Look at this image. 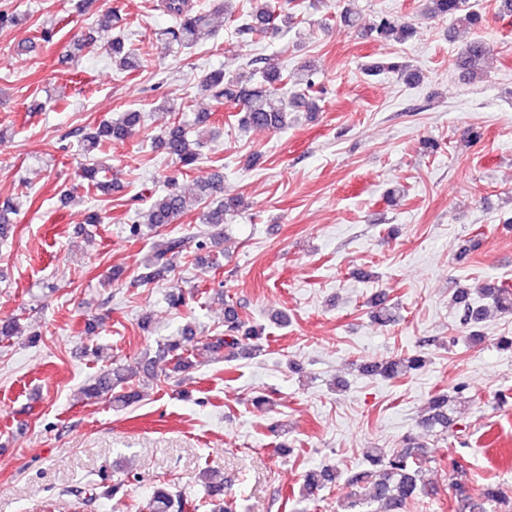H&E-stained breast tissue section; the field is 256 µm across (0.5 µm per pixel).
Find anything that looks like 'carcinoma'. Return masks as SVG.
<instances>
[{
    "label": "carcinoma",
    "instance_id": "carcinoma-1",
    "mask_svg": "<svg viewBox=\"0 0 512 512\" xmlns=\"http://www.w3.org/2000/svg\"><path fill=\"white\" fill-rule=\"evenodd\" d=\"M238 0H219L217 11L224 15V22L233 28L234 34L242 44L253 42L267 35L283 30H293L304 23L301 15V0H287L276 7L273 0H250L251 7L238 9ZM162 6L175 22L161 34V41L167 47L177 46L190 49L212 38L215 30L211 28L210 18L193 10L188 0H163ZM426 15L431 19L451 20L454 25L464 28H477L484 16L469 5V0H426ZM371 32L385 41L405 42L413 36V27L398 18L380 14L376 16ZM112 63L118 71H131L138 67L134 49L127 45L124 37L112 40ZM491 55V47L478 40L469 41L461 53L460 63L473 72L482 69ZM251 73L249 79L229 75L222 70H210L201 80L200 87L218 104L230 105L235 109V118L242 128H262L272 131L288 127V116L299 107H307L308 112L316 111L314 99L320 97L321 90L314 82L317 66L308 62L301 66L302 77L281 64L279 59L259 55L248 61ZM142 113L137 111L121 112L104 122L92 133H86L78 139L83 152L91 154L93 149L112 142L127 139L139 128ZM159 147L175 160L181 174L193 171L202 156L203 138H189V124L175 119L158 136ZM102 164L95 161L84 165L81 177L95 189L108 193L111 184L99 179ZM248 208V203L238 197L223 198L216 205L206 207L200 216V223L218 225L224 223L226 216ZM186 211L188 201L177 190L175 179H169V185L161 193L150 197L147 208L137 213V219L129 227V234L138 237L144 229H158L173 224ZM206 246L204 237L168 236L155 243L152 260L157 270L142 275L139 283L155 278L159 271L167 266V256L182 253L188 249H202ZM483 300L491 302V307L504 314H512V287L498 283H488L479 289ZM459 309V323L470 329L469 339L482 340L476 326L486 317V305L469 298L462 291L455 296ZM264 329L249 326L239 317L234 305L224 303V335L196 340L188 329L176 336H170L157 345L154 356L148 358L142 371L124 370L115 367L96 374L83 389V399L91 402L110 400L117 407H128L140 400V375L151 379L158 374L169 376L181 372L191 364V358L206 355L224 359L238 358L242 355L263 352ZM426 364L421 355H404L397 358L371 362L363 371L371 376L396 378L416 372ZM450 397L438 393L429 401L428 414L423 419L424 427L442 438L448 435L451 418L448 414ZM369 467L354 471L347 476L352 487L368 490L362 496L341 505L344 512H355L363 503H376L374 512H407L424 493L426 483L424 475L428 470L430 458L423 446L414 438L406 437V445L390 453L380 448L367 452ZM455 476L451 486L454 490V503L458 512H486L485 505L500 500L499 488L494 482H479L468 478V469L458 465L453 469ZM336 472L329 469L310 471L305 475L301 497L307 499L314 493L336 481ZM202 494L191 495L176 487V484L161 480L155 481L152 496L146 504L147 512H199L203 505L212 506L211 512H235L233 502L224 498V477L203 469L198 473ZM140 481L136 474L126 475L123 479H110L101 475L100 480L80 489L82 502L96 503L101 499L114 498L127 491V487Z\"/></svg>",
    "mask_w": 512,
    "mask_h": 512
}]
</instances>
